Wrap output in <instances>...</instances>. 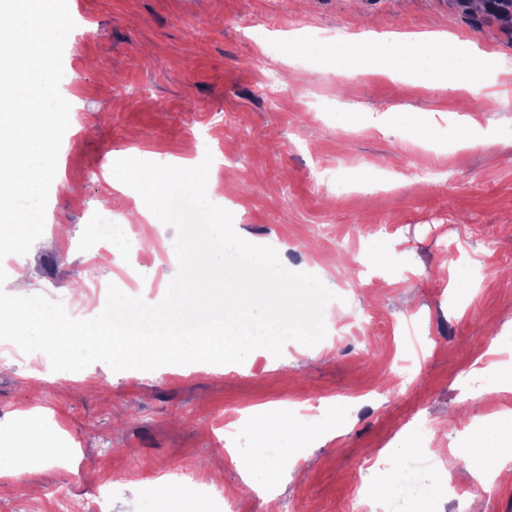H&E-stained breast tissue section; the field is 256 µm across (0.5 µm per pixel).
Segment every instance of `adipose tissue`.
I'll use <instances>...</instances> for the list:
<instances>
[{
    "label": "adipose tissue",
    "mask_w": 512,
    "mask_h": 512,
    "mask_svg": "<svg viewBox=\"0 0 512 512\" xmlns=\"http://www.w3.org/2000/svg\"><path fill=\"white\" fill-rule=\"evenodd\" d=\"M283 50L326 59L350 77L385 75L394 80L407 77L426 88L461 90L472 96L481 93L490 75L508 72L497 55L444 30L388 32L375 39L289 42ZM57 433L56 426L42 418L24 419L6 446L0 447V475L17 477L39 470L49 459L65 458L69 450L59 442ZM467 445L472 455L487 453L497 457V476L512 477L511 414L488 423L483 431L469 438ZM235 466L244 475L264 471L271 487L279 484L283 476L293 477L301 472L299 457L285 459L269 454L266 438L261 434L256 437L254 453L236 458Z\"/></svg>",
    "instance_id": "ef3b65f1"
}]
</instances>
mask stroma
<instances>
[{
	"label": "stroma",
	"instance_id": "35a3bbf8",
	"mask_svg": "<svg viewBox=\"0 0 512 512\" xmlns=\"http://www.w3.org/2000/svg\"><path fill=\"white\" fill-rule=\"evenodd\" d=\"M75 27L64 46L61 95L70 126L58 157L44 230L53 250L32 248L0 266L6 292L25 268L32 291L68 303L91 279L116 281L124 267L111 240L94 238L91 212L115 225L136 222L140 196L109 186L113 159L177 161L187 143L219 157L215 178L236 233L272 247L283 266L319 277L331 354L288 341L281 355L254 350L220 372L172 380L159 372L129 381L96 362L60 375L40 352L0 351V440L30 413L55 423L76 453L69 467L47 462L0 484V512H95L101 486L111 512H190L198 483L230 491L236 512H342L357 485L373 491L385 469L368 467L385 440L398 447L458 449L466 423L512 412L498 372L473 389L472 369L491 344L512 346V75L463 108L457 93L368 76L349 78L309 62L304 78L271 47L292 34L341 39L368 31L444 29L512 60V24L456 0H67ZM282 77L271 110L258 73ZM425 115L438 144L394 130L395 116ZM493 133L491 144L460 143L461 117ZM420 168L450 170L446 183L420 181ZM352 175L342 194L336 174ZM174 227L143 224L128 240L144 262L133 296L158 304L170 265L151 271L154 253L173 247ZM494 253L485 250L486 241ZM455 260H447V253ZM481 264L482 285L459 267ZM368 338H361V327ZM384 403L365 404L371 389ZM264 405L275 454L296 450L304 475L274 496H254L262 474L242 479L231 456L250 454V428L226 436V417ZM342 429L339 440L298 448L296 423ZM172 468L183 482L159 497Z\"/></svg>",
	"mask_w": 512,
	"mask_h": 512
}]
</instances>
